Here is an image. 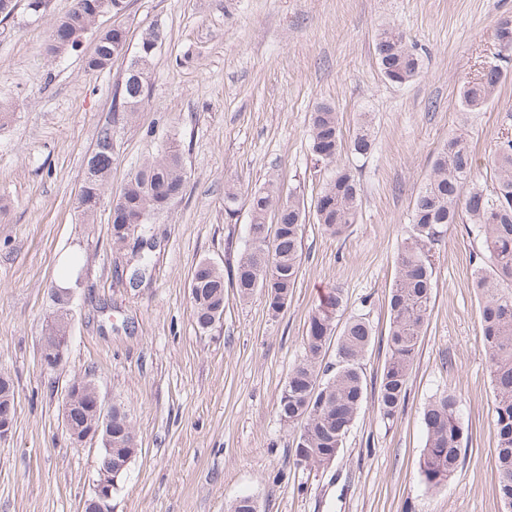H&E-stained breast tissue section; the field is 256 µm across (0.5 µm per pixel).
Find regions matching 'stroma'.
Listing matches in <instances>:
<instances>
[{"label": "stroma", "instance_id": "obj_1", "mask_svg": "<svg viewBox=\"0 0 512 512\" xmlns=\"http://www.w3.org/2000/svg\"><path fill=\"white\" fill-rule=\"evenodd\" d=\"M73 0H49L45 19L17 5L0 17V374L12 378L17 412L0 440V512H81L97 479L101 444L75 446L64 423L69 383L91 375L105 400L128 406L138 450L112 497V512H227L243 495L259 512H503L495 468L493 394L479 298L472 286L480 245L453 224L435 248L436 280L403 409L383 421L368 393L336 461L295 467L293 435L277 413L289 369L304 354L308 314L332 286L344 316L363 314L375 341L369 381L387 355L394 260L417 193L448 140L465 137L478 165L512 133V62L483 108L464 110L460 88L496 44L512 0H130L100 17L77 50L47 55L50 19ZM126 27L130 50L159 25L166 40L135 120L120 127L110 194L170 139L183 148L185 191L146 229L157 247L146 280L130 282V251L112 244L109 204L80 223L77 197L99 127L128 65L90 75L96 32ZM395 26L421 57L409 83L386 80L376 36ZM337 112L344 139L370 114L374 146L342 149L336 165L360 183L355 224L340 238L307 223L300 277L287 307L270 315L262 294L239 301L224 286V316L199 333L189 282L202 259L235 266L245 247L249 195L274 185L315 197L332 172L309 149V117ZM240 183L235 216L224 185ZM83 286L71 303L62 364L45 367L40 347L52 290L70 256ZM444 390L461 398L466 457L431 490L419 472L422 410Z\"/></svg>", "mask_w": 512, "mask_h": 512}]
</instances>
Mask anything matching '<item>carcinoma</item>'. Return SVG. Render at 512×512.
Returning <instances> with one entry per match:
<instances>
[{
  "label": "carcinoma",
  "mask_w": 512,
  "mask_h": 512,
  "mask_svg": "<svg viewBox=\"0 0 512 512\" xmlns=\"http://www.w3.org/2000/svg\"><path fill=\"white\" fill-rule=\"evenodd\" d=\"M126 0H73L70 11L52 22L46 51L57 57L77 46L79 35L100 11H125ZM500 50L485 58L489 72L460 91L461 104L473 111L494 96L502 82L504 59L512 50V27L497 28ZM126 39L122 31H104L100 47L86 61V71L99 73L112 64L111 53ZM165 32L158 26L144 30L133 55L139 80H126L115 89L112 120L130 123L143 104L148 77ZM375 55L383 76L394 84L412 81L420 72V57L393 27L379 31ZM111 128L104 124L93 150L94 174L84 178L77 209L88 220L98 200L108 191L107 175L112 154L106 150ZM373 142L372 121L364 116L350 142L351 151L366 155ZM341 147L337 113L319 105L310 116V151L318 164L331 166ZM487 166L493 171L490 190L480 183L472 148L462 136L448 140L438 153L429 181L417 194L410 227L395 257V278L388 297L389 332L387 359L377 388L381 418L390 421L402 410L407 382L421 336L431 316L435 265L433 250L451 224H471L481 239L483 253L474 269V288L480 297V322L493 392L497 437L498 490L503 501L512 500V136L500 137L491 150ZM186 182L183 152L175 139L157 157L135 169L118 196L121 209L112 215V242L123 246L150 218L167 210L182 196ZM241 194L240 185L224 186V207L230 217ZM360 205V187L355 175L337 170L315 196V223L334 237L344 235ZM304 195L286 197L274 188H259L250 196L247 245L241 252L231 279L240 299L256 291L265 297L271 315L279 314L277 301L290 298L300 276L302 240L306 223ZM274 219L271 224L268 219ZM154 245L141 239L131 255L136 263L131 280L143 281L151 263ZM191 302L198 330L211 332L224 313V269L211 260L196 264L190 282ZM344 308L343 290L336 286L311 309L302 359L288 372L278 412L281 421L296 429L293 452L304 451L310 465L331 466V451L341 452L367 394L364 359L373 341V328L362 316L350 317L338 326L336 317ZM335 345L334 360L324 362L326 347ZM460 396L443 392L424 406L422 422L426 440L419 471L428 488L448 484L464 460V427L459 414Z\"/></svg>",
  "instance_id": "carcinoma-1"
}]
</instances>
